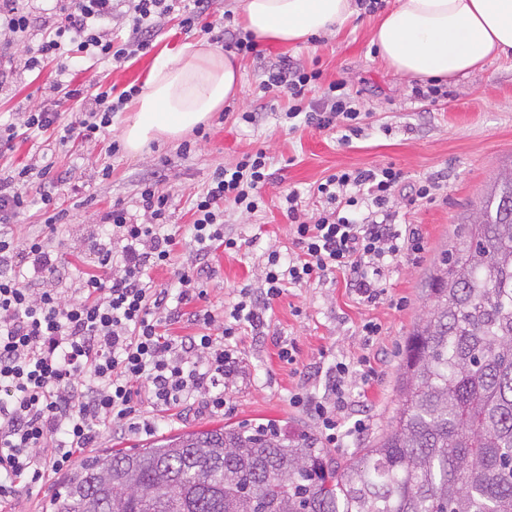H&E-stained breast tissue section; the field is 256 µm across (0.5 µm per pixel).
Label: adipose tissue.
<instances>
[{
    "instance_id": "ef3b65f1",
    "label": "adipose tissue",
    "mask_w": 512,
    "mask_h": 512,
    "mask_svg": "<svg viewBox=\"0 0 512 512\" xmlns=\"http://www.w3.org/2000/svg\"><path fill=\"white\" fill-rule=\"evenodd\" d=\"M246 31L286 47L337 34L355 14L353 0H243ZM380 60L398 77L448 81L512 51V0H393L375 28ZM234 54L203 42L159 57L124 131L128 153L176 140L206 124L240 89Z\"/></svg>"
}]
</instances>
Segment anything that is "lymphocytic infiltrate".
Wrapping results in <instances>:
<instances>
[{
    "label": "lymphocytic infiltrate",
    "mask_w": 512,
    "mask_h": 512,
    "mask_svg": "<svg viewBox=\"0 0 512 512\" xmlns=\"http://www.w3.org/2000/svg\"><path fill=\"white\" fill-rule=\"evenodd\" d=\"M58 17L48 25L24 67L34 70L56 62L59 72L79 71L83 58L115 63L150 52L162 17L177 14L185 31L222 43L242 56L261 57L252 34L235 28L230 14L215 15L212 0H59ZM128 23L127 39H114L103 24L114 12ZM321 73L283 61L270 67L263 90L284 89L288 108L279 122L296 129L342 128V142L360 136L367 113L348 92L344 81L321 84ZM319 98H311L313 87ZM62 100L78 103L74 119L59 125L60 115L49 108L22 113L18 122L0 123V153L12 150L19 133L43 132L61 126L65 138L87 143L98 140L112 119L137 95L136 87L121 93L86 85L57 84ZM270 160L264 150L243 153L231 166L217 168L192 200L194 221L189 227L193 259L177 273L173 285L161 288L152 270L169 266L181 233L170 224L172 196L161 188L164 174L140 184L143 218H135L122 202L102 217L94 250L97 268L78 276L72 295L57 289L69 270L50 237H15L11 226L27 208L32 174H40V200L48 228L68 223L51 191L59 175L50 165L25 166L0 173V502L11 498L23 480L38 482L69 467L75 454L93 447L102 430L153 429L154 411L179 407L205 396L212 412H222V389L238 366L236 338L242 324L259 327L265 311L288 285L326 279L335 272L367 302L382 294L379 282L387 259L421 247L417 228L397 229L390 202L402 184L391 166L342 169L317 185L323 208L310 221L302 220L298 191L285 197L289 233L295 256L269 250L259 288L242 287L240 299L225 316L220 335L209 328L211 311L198 307L205 296L202 275L217 248L238 251L237 238L224 224V209L258 211L269 183ZM188 319L199 333L165 338L161 324ZM371 371L337 362L323 395L308 391L292 395L294 405L314 418L325 447H343L359 439L368 418H353L348 388L368 383ZM150 411H143V404Z\"/></svg>",
    "instance_id": "lymphocytic-infiltrate-1"
}]
</instances>
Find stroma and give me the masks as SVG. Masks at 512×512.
Here are the masks:
<instances>
[{
	"label": "stroma",
	"instance_id": "1",
	"mask_svg": "<svg viewBox=\"0 0 512 512\" xmlns=\"http://www.w3.org/2000/svg\"><path fill=\"white\" fill-rule=\"evenodd\" d=\"M380 14L359 15L336 36H321L307 45L284 47L262 40L264 58L241 60L243 80L233 101L213 113L205 125V137L188 134L193 149L179 152L178 142H155L140 155L113 150L133 114L132 107L117 113L111 127L98 141L60 142V133L50 130L33 137L19 136L11 151L0 155V169L12 170L40 158L52 162L55 172L70 173L66 183L54 188L58 205L72 212L70 223L48 231L40 200H33L19 215L14 233L25 238L51 234L59 248L79 243L83 257H72L74 270H89L96 256L90 248L101 216L114 202L130 212L138 210L139 181L154 171L166 174L165 187L173 195L170 222L184 226L194 220L190 200L207 184L219 166L236 163L242 153L262 149L270 158L272 179L264 189L265 204L252 214L227 210L226 225L241 248L236 252L216 250L211 269L204 277L206 295L201 307L216 319L239 299L244 286L259 287L268 249L291 251L289 224L282 214L288 190L301 194L303 219H310L320 204L314 187L340 169L394 166L403 174L404 185L430 178L439 188L432 201L411 203L396 194L393 221L419 225L423 249L402 254L383 271L384 293L377 303L361 301L347 288L342 276L303 286L287 287L265 314L262 328L244 327L237 338L240 364L226 390L231 408L212 413L201 404L162 417L156 432H104L97 444L101 450L128 449L153 440L155 434L210 429L227 423L273 419L287 435L317 433L312 417L294 407L292 394L309 389L323 392L330 369L339 361L369 357L376 375L369 384L356 385L352 395L370 407V426L363 442L371 444L388 428L399 405V372L405 341L420 321L428 302L423 294L426 274L442 249L450 245L462 216L475 209L499 173L512 166V56L487 61L472 74L447 83V99L422 106L412 96L414 80L396 77L378 58L372 44ZM177 15L159 25L152 50L116 65L103 60H84L83 69L69 73L76 84L99 82L123 91L142 85L154 60L188 42ZM291 58L322 73L323 82L343 80L350 92L368 109L364 133L351 145L339 142L336 130L302 126L282 127L277 112L288 106L282 90L262 91L265 68L282 58ZM61 75L56 63L42 70L17 69L0 82V122L39 107L58 108L61 122H68L77 106L56 103L51 85ZM264 108L266 116L250 125L240 113ZM381 327L379 336L366 341L361 327L366 321ZM294 348L296 361H280V346Z\"/></svg>",
	"mask_w": 512,
	"mask_h": 512
}]
</instances>
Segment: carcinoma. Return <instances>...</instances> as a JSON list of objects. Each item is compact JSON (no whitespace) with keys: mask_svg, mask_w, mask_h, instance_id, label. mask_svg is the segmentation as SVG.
<instances>
[{"mask_svg":"<svg viewBox=\"0 0 512 512\" xmlns=\"http://www.w3.org/2000/svg\"><path fill=\"white\" fill-rule=\"evenodd\" d=\"M425 282L387 431L332 465L273 421L83 459L50 512H512V170Z\"/></svg>","mask_w":512,"mask_h":512,"instance_id":"1","label":"carcinoma"}]
</instances>
